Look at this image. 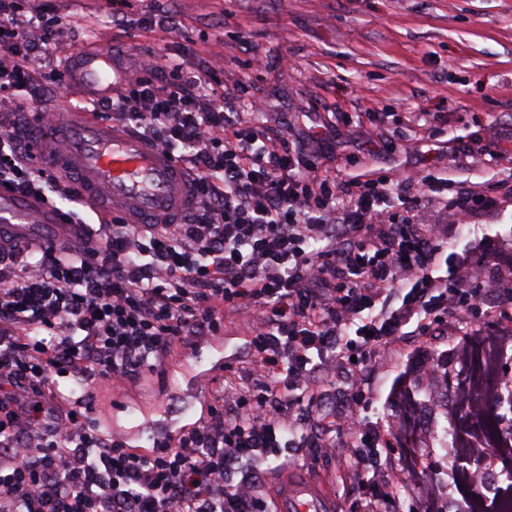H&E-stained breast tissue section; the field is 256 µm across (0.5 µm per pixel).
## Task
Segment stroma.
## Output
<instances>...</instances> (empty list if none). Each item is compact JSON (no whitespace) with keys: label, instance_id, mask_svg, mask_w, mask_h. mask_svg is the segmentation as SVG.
<instances>
[{"label":"stroma","instance_id":"1","mask_svg":"<svg viewBox=\"0 0 512 512\" xmlns=\"http://www.w3.org/2000/svg\"><path fill=\"white\" fill-rule=\"evenodd\" d=\"M67 38L51 54L64 63L73 48L97 41L124 70L153 50L165 70L200 74L212 59L232 111L261 97L270 128L294 143L330 113L380 112V121L336 123L328 132L322 165L337 178L418 169L449 176L452 185H477L499 195L512 178V0H126L134 18L153 30L117 25L107 0H59ZM422 112L438 113L428 127ZM494 143L496 156L484 155ZM491 299L468 308L467 324L448 323L439 336H404L364 360L369 393L360 417L389 441L381 456L383 483L349 466L347 452L323 456L317 435L289 450L285 465L302 467L329 488L341 512H421V491L447 482L442 457L429 458L405 478L400 450L419 446L417 428L448 423L450 389L425 372L433 361L458 372L454 346L469 329L510 334L507 376L512 379V313ZM246 323L227 319L218 336H184L160 373L112 392L65 375L58 380L68 407L104 433L119 431L132 447L155 443L201 421L224 383L225 367L249 360ZM201 351L193 359L191 351ZM420 401L414 419L400 420L401 401Z\"/></svg>","mask_w":512,"mask_h":512}]
</instances>
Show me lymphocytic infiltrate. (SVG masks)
Wrapping results in <instances>:
<instances>
[{
  "label": "lymphocytic infiltrate",
  "mask_w": 512,
  "mask_h": 512,
  "mask_svg": "<svg viewBox=\"0 0 512 512\" xmlns=\"http://www.w3.org/2000/svg\"><path fill=\"white\" fill-rule=\"evenodd\" d=\"M67 35L53 8L0 0V186L44 204L54 193L82 199L81 186L33 166L11 129L23 111L49 118L70 92L67 68L37 61ZM97 107L186 149L197 204L182 224L104 219L81 225L71 245L13 246L0 262V512H273L251 480L228 487L224 476L296 446L300 400L319 399L323 375L405 331L429 335L459 318L468 295L512 306V233L444 251L494 205L479 187L452 190L421 170L336 180L307 152L324 130L298 145L268 136L255 122L260 98L240 116L209 79L164 72L152 52ZM426 191L441 194L446 223L425 211ZM255 307L251 369L225 376L207 421L151 453L62 409L59 374L136 383L179 337L217 335ZM321 428L326 449L364 441L356 462L374 471L380 442L354 409Z\"/></svg>",
  "instance_id": "1"
}]
</instances>
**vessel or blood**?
I'll return each instance as SVG.
<instances>
[{"label":"vessel or blood","instance_id":"obj_1","mask_svg":"<svg viewBox=\"0 0 512 512\" xmlns=\"http://www.w3.org/2000/svg\"><path fill=\"white\" fill-rule=\"evenodd\" d=\"M73 82L102 96L112 82L111 52L73 50ZM42 150L78 172L85 192L110 200L113 210L140 224H174L195 205L192 178L158 145L138 132L60 113L36 132ZM71 227L61 213L32 196L0 191V237L32 242H65ZM276 512H334L330 492L310 476L289 474L274 491Z\"/></svg>","mask_w":512,"mask_h":512}]
</instances>
